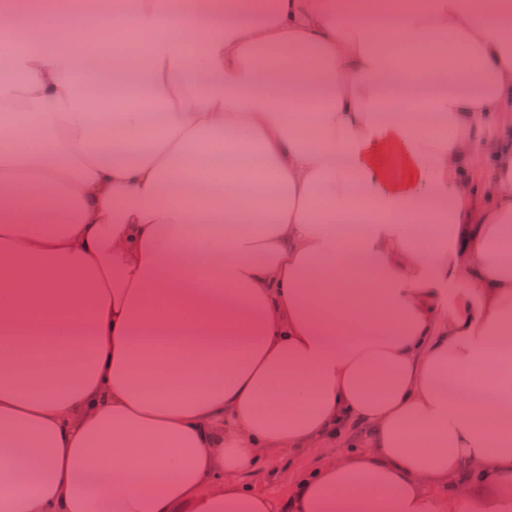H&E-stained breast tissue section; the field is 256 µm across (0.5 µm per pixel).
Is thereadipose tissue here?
<instances>
[{"mask_svg": "<svg viewBox=\"0 0 512 512\" xmlns=\"http://www.w3.org/2000/svg\"><path fill=\"white\" fill-rule=\"evenodd\" d=\"M0 24L26 39L0 80V324L52 322L0 336V483L34 486L0 512H274L238 474L352 421L370 448L289 512H512V0L395 27L344 0H114L153 130L137 104L90 119L102 27L48 48L42 0ZM243 140L259 175L222 190L200 149Z\"/></svg>", "mask_w": 512, "mask_h": 512, "instance_id": "ef3b65f1", "label": "adipose tissue"}]
</instances>
